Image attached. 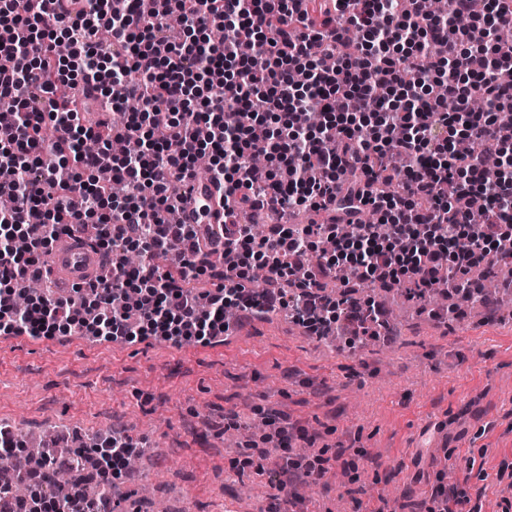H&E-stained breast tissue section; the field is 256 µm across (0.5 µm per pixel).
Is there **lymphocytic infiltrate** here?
Returning <instances> with one entry per match:
<instances>
[{"label": "lymphocytic infiltrate", "instance_id": "1", "mask_svg": "<svg viewBox=\"0 0 512 512\" xmlns=\"http://www.w3.org/2000/svg\"><path fill=\"white\" fill-rule=\"evenodd\" d=\"M37 2L24 11L0 0L10 60L0 68V167L10 173L0 192L14 199L0 212V336L209 344L228 337L232 307L289 312L313 332L346 319L356 344L379 336L385 313L367 300L325 301L329 276L448 289L457 315L482 293L470 271L512 260V139L498 126L512 108V0H451L444 16L422 0ZM351 28L361 36L352 53ZM244 39L253 56L240 54ZM74 71L108 110L134 99L137 111L118 127L92 122L58 94ZM476 98L485 110L472 109ZM117 137L142 143L112 166L118 197L95 176ZM202 155L224 184V226L204 233L167 221ZM256 155L264 169L252 167ZM388 179L391 194L380 190ZM462 195L483 199L485 223L457 207ZM107 205L96 244L109 275L78 298L45 294L17 309L48 248ZM262 209L312 220L257 237L240 217ZM342 224L355 233L339 234ZM132 251L142 257L134 267ZM252 258L268 277L259 298ZM205 277L216 285L203 307L191 284ZM141 447L116 429L96 453L117 478Z\"/></svg>", "mask_w": 512, "mask_h": 512}]
</instances>
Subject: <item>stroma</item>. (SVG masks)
<instances>
[{"instance_id": "35a3bbf8", "label": "stroma", "mask_w": 512, "mask_h": 512, "mask_svg": "<svg viewBox=\"0 0 512 512\" xmlns=\"http://www.w3.org/2000/svg\"><path fill=\"white\" fill-rule=\"evenodd\" d=\"M283 415L333 458L300 500L246 499L267 484L282 449L243 456L228 424ZM84 434L125 428L151 456L118 481V512H414L436 475L473 461L470 495L512 486V318L421 314L399 335L337 352L272 317L193 350L146 340L71 336L50 344L0 338V422ZM153 488L143 501L142 485Z\"/></svg>"}]
</instances>
